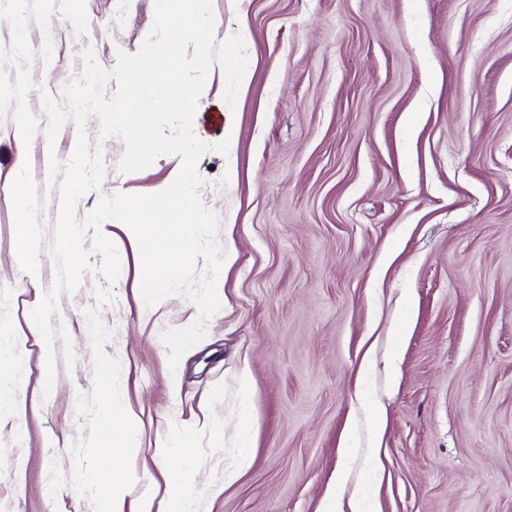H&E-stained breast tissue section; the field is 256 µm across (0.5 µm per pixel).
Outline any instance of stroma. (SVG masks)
I'll return each mask as SVG.
<instances>
[{
  "instance_id": "stroma-1",
  "label": "stroma",
  "mask_w": 512,
  "mask_h": 512,
  "mask_svg": "<svg viewBox=\"0 0 512 512\" xmlns=\"http://www.w3.org/2000/svg\"><path fill=\"white\" fill-rule=\"evenodd\" d=\"M213 9L216 40L242 33L250 69L232 107L213 66L194 119L203 142L231 141L198 165L234 256L217 281L221 309L170 370L161 335L191 325L197 307L180 295L143 304L137 244L105 221L120 274L108 283L91 253L79 289L60 296L51 323L77 362L57 361L47 396L46 349L27 321L54 282L60 207L41 93L81 72L84 47L108 70L136 53L154 0H0V512H101L115 452L127 504L164 497L177 433L190 439L193 512H327L343 466L374 512H512V0ZM124 150L103 143L105 177L78 217L179 171L163 155L120 173ZM19 179L22 217L8 194ZM243 449L248 467L225 484Z\"/></svg>"
}]
</instances>
